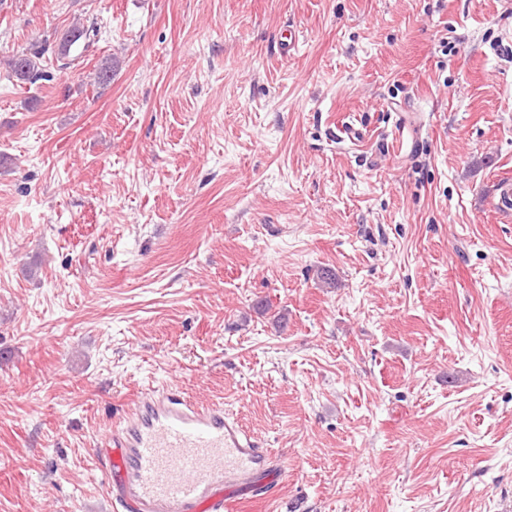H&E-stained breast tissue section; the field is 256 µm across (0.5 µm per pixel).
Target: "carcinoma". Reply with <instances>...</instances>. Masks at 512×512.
Here are the masks:
<instances>
[{
  "instance_id": "obj_1",
  "label": "carcinoma",
  "mask_w": 512,
  "mask_h": 512,
  "mask_svg": "<svg viewBox=\"0 0 512 512\" xmlns=\"http://www.w3.org/2000/svg\"><path fill=\"white\" fill-rule=\"evenodd\" d=\"M97 35V28L93 25L85 27L78 23L74 24L55 44L43 42L26 52L16 53L6 60L8 75L21 83L34 84L38 81L50 80L49 72L41 64V59L47 53L56 57L58 61L72 62V53L76 51L79 44L89 47L90 42ZM120 66V61L115 57L108 58L104 64L95 70L93 83L105 85L112 80Z\"/></svg>"
}]
</instances>
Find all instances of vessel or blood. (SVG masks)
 <instances>
[{"instance_id": "vessel-or-blood-1", "label": "vessel or blood", "mask_w": 512, "mask_h": 512, "mask_svg": "<svg viewBox=\"0 0 512 512\" xmlns=\"http://www.w3.org/2000/svg\"><path fill=\"white\" fill-rule=\"evenodd\" d=\"M97 454L123 512H228L277 482L269 449L236 418L169 384L141 390Z\"/></svg>"}]
</instances>
